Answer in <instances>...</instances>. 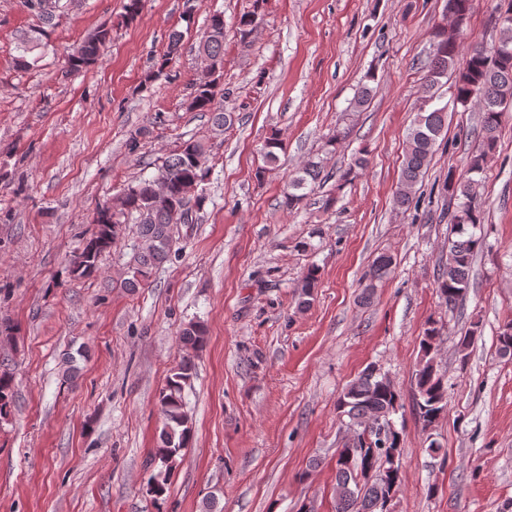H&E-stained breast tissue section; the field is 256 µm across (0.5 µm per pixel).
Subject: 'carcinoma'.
Here are the masks:
<instances>
[{
  "mask_svg": "<svg viewBox=\"0 0 512 512\" xmlns=\"http://www.w3.org/2000/svg\"><path fill=\"white\" fill-rule=\"evenodd\" d=\"M61 0H21L31 14L43 22H51ZM471 8V0H448V15L453 27H442L434 34L429 55L423 105L416 113L407 133V149L401 177L393 202L396 208L408 210L416 195V186L423 178L434 147L447 122L448 106L430 107L443 80L454 76L453 103L468 109L475 104L480 114L481 142L473 153L465 174L448 173L443 191L448 195V216L452 224L448 238V258L439 265L437 291L446 306L452 308L472 286L471 268L474 257L482 249L484 238L476 235L481 227L482 204L480 180L488 155L497 147L499 129L506 111L512 108V0L499 12L494 24L499 29L498 42L490 49L481 44L470 46L465 59L459 60L458 28ZM258 27L255 13L242 15L238 22L240 41L250 43ZM111 30L102 28L79 44L69 55L63 76L95 66L110 39ZM183 35L169 34L166 51L149 71L147 79L155 82L167 76L166 69L181 54ZM47 44L43 38L25 34L19 38L16 67L27 70L40 61ZM201 67L192 82L187 102L190 112L210 113V133L190 138L164 157L158 159L156 173L128 183L111 201L94 213L95 231L86 239L74 258L71 273L77 278H90L100 271L102 256L117 246L124 235L123 225H137V242L128 262L127 277L120 287L127 291L147 284L155 269L176 256L173 225L196 224L208 201L201 186L211 175L215 158L214 140L232 125V113L224 111V14L215 12L206 19L197 47ZM323 159L308 160L288 176V189L283 207L291 211L304 199L301 190L322 178ZM392 259L381 254L373 261L367 278L382 279ZM318 282V269H307L301 283V304L309 303ZM441 335L434 321L428 322L420 340L421 358L414 376L415 412L422 429L433 426L447 410V388L444 376L434 357L436 339ZM179 336L186 350L179 363L170 370L159 393L164 419L159 441L151 454L149 465L161 466L150 476V492L159 498L165 493L166 474L176 457L188 446L191 428L185 411L183 392L191 385L195 371L193 354L206 342V328L189 322ZM14 386L10 374L0 372V418L10 414ZM399 395L386 377L367 368L348 385L339 397L340 413L349 418L352 436L336 451L335 512H383L388 498L401 491L402 472L393 458L402 457L399 435L392 429L389 416L396 411Z\"/></svg>",
  "mask_w": 512,
  "mask_h": 512,
  "instance_id": "1",
  "label": "carcinoma"
}]
</instances>
